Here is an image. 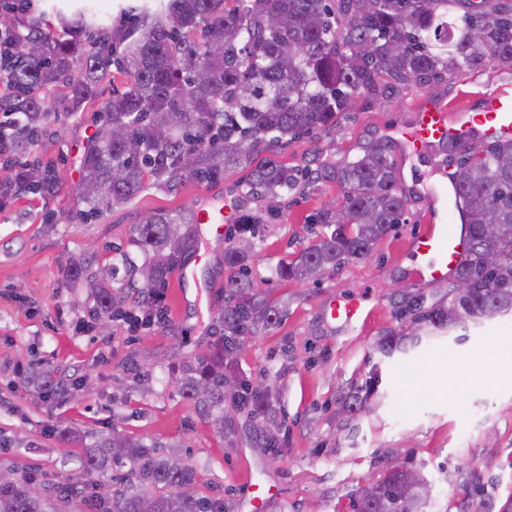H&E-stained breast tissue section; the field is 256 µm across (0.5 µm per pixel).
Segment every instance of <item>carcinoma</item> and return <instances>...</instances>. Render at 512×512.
Listing matches in <instances>:
<instances>
[{"instance_id": "obj_1", "label": "carcinoma", "mask_w": 512, "mask_h": 512, "mask_svg": "<svg viewBox=\"0 0 512 512\" xmlns=\"http://www.w3.org/2000/svg\"><path fill=\"white\" fill-rule=\"evenodd\" d=\"M119 24L102 21L79 8L58 9L65 39L50 41L40 18L17 25V50L0 59V82L15 94L0 101L12 114L14 147L24 153L38 145L48 113L35 92L66 89L63 105L80 112L110 73L125 83L112 89L102 124L81 160L78 196L82 221L100 217L110 203L130 200L154 181L169 189L188 179L210 182L228 171L249 170L247 193L282 198L312 179L333 181L342 194L345 222L325 204L307 218L313 240L277 269L281 281L307 283L350 262L369 258L375 244L405 222L407 194L399 187L396 160L387 141L336 161L315 158V167L296 168L265 156L273 142L286 145L313 136L337 121L359 99L379 100L395 91H413L461 78L490 63L512 72V0H134ZM284 24L275 27L271 17ZM453 169L462 202L468 254L458 265L448 297L417 298L404 307L403 332L389 331L375 343L385 358L406 355L426 339L466 331L487 314H512V140L490 141L471 132L435 146ZM190 155L193 166L183 164ZM27 191L55 192L50 170L23 173ZM277 215L239 211L234 235L224 247L222 335L211 353L180 366L179 384L221 436L234 437L238 425L224 416V401L246 413L253 444L274 456L285 451L282 420L271 386L234 373L244 337L275 325L280 310L261 297L253 270L255 247L264 225ZM196 211L177 209L148 215L136 226L134 246L144 262L124 253L131 280L126 291L106 286L109 276L86 275L73 263L67 278L84 283L95 296L90 319L103 323L128 319L141 310L147 321H167L165 305H151L155 293L200 244ZM495 251L502 263L491 267L483 254ZM461 302V314L448 318V302ZM28 379L49 396L63 388L33 365ZM371 372L365 386L379 382ZM363 386V387H365ZM363 387L338 401L341 412L368 411ZM130 458L135 468L118 478L110 494L102 482L52 481L26 467L0 476V512H59L71 501L91 512H226L224 500L190 493L196 471L155 442L112 433L87 450L88 474L112 469ZM405 471L381 477L377 499L351 496V512H424L425 500L406 487ZM38 485L41 493L31 488ZM485 484L474 474L466 495L481 496L477 512H497L496 499L484 497Z\"/></svg>"}]
</instances>
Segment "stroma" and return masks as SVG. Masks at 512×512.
I'll return each mask as SVG.
<instances>
[{
	"label": "stroma",
	"mask_w": 512,
	"mask_h": 512,
	"mask_svg": "<svg viewBox=\"0 0 512 512\" xmlns=\"http://www.w3.org/2000/svg\"><path fill=\"white\" fill-rule=\"evenodd\" d=\"M503 86L512 87V76L489 65L462 79L362 99L336 127L283 150V160L302 168L316 154L350 157L387 137L411 202L405 223L376 243L370 259L314 284L277 281L275 270L311 243L307 216L341 201L336 184L298 186L268 225L254 272L281 317L245 337L238 368L274 386L287 436L286 452L275 459L243 438L223 439L176 383L181 361L207 355L216 339L223 247L212 248L209 263L193 268L197 282H209L207 292L196 294L174 273L165 290L168 325L134 334L118 321L105 332L85 328L94 299L66 280L76 261L92 272L119 263L136 224L150 212L195 209L215 198L230 212L239 205L263 212L272 201L247 198V174L236 170L222 181H189L173 191L150 185L131 201L104 207L93 223L72 220L80 160L112 85L104 83L76 114L58 112L62 88L40 90L55 118L47 146L32 149L29 158L53 168L60 190L27 193L0 208V467L19 463L52 479L81 478L87 446L118 432L176 445L177 456L196 470L194 493L223 499L226 512H350L351 492L362 480L383 476L395 455L429 480L424 512H474L477 500L465 488L475 471L486 492L504 501L512 493V377L501 374L490 353L512 347V316L471 328L463 338L436 336L405 356L385 359L374 350L380 333L397 326L402 296L430 299L448 290L414 274L413 240L447 218L432 214L420 191L430 181L431 163L403 154L398 134L414 125L422 101L440 102L454 114L473 112L485 94ZM194 295L198 304L185 307L184 297ZM351 297L366 298L373 310L359 328L325 315L331 300ZM34 361L63 383L66 397L45 401L28 383ZM375 367L381 381L369 414L338 415L340 395L363 385ZM67 431L72 440L64 439ZM250 483L261 487V506L245 493Z\"/></svg>",
	"instance_id": "1"
}]
</instances>
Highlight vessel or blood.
Returning a JSON list of instances; mask_svg holds the SVG:
<instances>
[{
    "label": "vessel or blood",
    "mask_w": 512,
    "mask_h": 512,
    "mask_svg": "<svg viewBox=\"0 0 512 512\" xmlns=\"http://www.w3.org/2000/svg\"><path fill=\"white\" fill-rule=\"evenodd\" d=\"M472 127L480 128L493 139H512V92L503 88L497 90L484 110L459 120L452 119L445 107L426 103L418 112L415 125L402 133L399 142L405 152L419 155L447 136L466 137ZM225 217L220 205L202 210L198 231L203 241H223ZM415 249L420 257L418 277L442 283L465 257L467 238L461 225L436 224L416 239ZM326 315L332 321L350 326L365 321L369 312L365 299L351 298L331 302Z\"/></svg>",
    "instance_id": "obj_1"
}]
</instances>
